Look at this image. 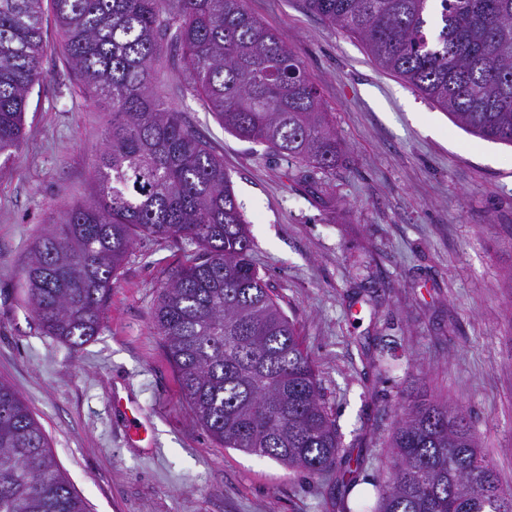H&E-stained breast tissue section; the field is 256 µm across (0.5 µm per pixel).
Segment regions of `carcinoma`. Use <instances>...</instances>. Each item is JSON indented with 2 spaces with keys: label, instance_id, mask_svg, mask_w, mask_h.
<instances>
[{
  "label": "carcinoma",
  "instance_id": "1",
  "mask_svg": "<svg viewBox=\"0 0 512 512\" xmlns=\"http://www.w3.org/2000/svg\"><path fill=\"white\" fill-rule=\"evenodd\" d=\"M177 11L166 17L165 5ZM43 0H0V156L24 140L43 67ZM67 62L112 123L77 203L30 247L21 271L42 333L78 346L136 237L186 241L200 255L162 287L152 313L194 418L226 448L322 473L341 448L295 323L251 259L247 220L224 158L151 90L163 41L175 43L191 92L242 141L312 170L339 159L318 89L244 0H51ZM359 36L374 60L454 123L512 144V0H305ZM375 507L362 512H512L466 417L413 402L391 436ZM0 512H87L20 394L0 382Z\"/></svg>",
  "mask_w": 512,
  "mask_h": 512
}]
</instances>
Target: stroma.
Segmentation results:
<instances>
[{"label": "stroma", "instance_id": "obj_1", "mask_svg": "<svg viewBox=\"0 0 512 512\" xmlns=\"http://www.w3.org/2000/svg\"><path fill=\"white\" fill-rule=\"evenodd\" d=\"M301 63L341 152L308 170L224 131L165 44L152 88L212 142L248 222L252 260L313 361L342 452L310 475L221 447L195 420L151 314L196 246L137 237L98 336L71 347L41 333L19 273L47 221L93 188L112 120L83 93L44 14L46 80L25 138L0 157V380L22 396L89 512H354L342 485L382 482L390 435L422 395L469 419L512 490V146L476 137L356 35L304 0H246ZM153 440L131 446L113 395Z\"/></svg>", "mask_w": 512, "mask_h": 512}]
</instances>
